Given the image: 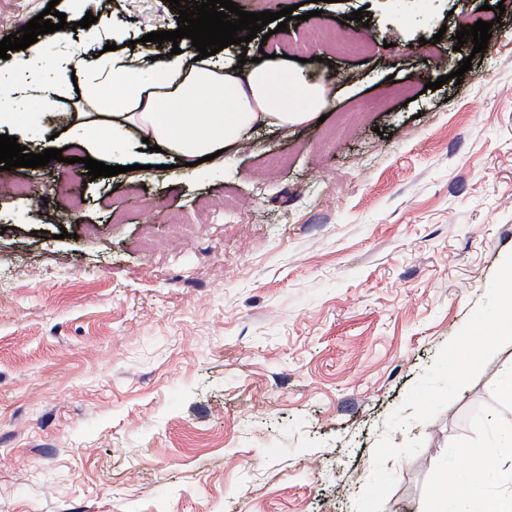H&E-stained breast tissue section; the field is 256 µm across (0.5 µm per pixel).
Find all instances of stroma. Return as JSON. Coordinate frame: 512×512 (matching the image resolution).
Here are the masks:
<instances>
[{
	"label": "stroma",
	"instance_id": "1",
	"mask_svg": "<svg viewBox=\"0 0 512 512\" xmlns=\"http://www.w3.org/2000/svg\"><path fill=\"white\" fill-rule=\"evenodd\" d=\"M296 3L308 20L233 51L310 44L325 121L256 127L187 176L89 179L44 133L76 93L45 116L0 100L30 152L64 155L0 185V512H423L460 443L512 424L488 294L512 260V0ZM83 8L112 31L60 0L70 40L11 51L0 79L66 81L61 61L116 31L148 80L153 56L196 53L143 42L177 29L167 0ZM464 20L491 22L483 56L456 43ZM55 191L73 206L50 211Z\"/></svg>",
	"mask_w": 512,
	"mask_h": 512
}]
</instances>
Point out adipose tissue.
I'll list each match as a JSON object with an SVG mask.
<instances>
[{
	"label": "adipose tissue",
	"mask_w": 512,
	"mask_h": 512,
	"mask_svg": "<svg viewBox=\"0 0 512 512\" xmlns=\"http://www.w3.org/2000/svg\"><path fill=\"white\" fill-rule=\"evenodd\" d=\"M235 64L225 55L196 62L173 55L157 63L158 76L148 83L122 56L103 52L77 76L87 109L76 113L66 134L98 160L99 131H111L116 158L125 155L129 139L146 138L181 165L237 145L255 126L308 122L330 102L323 80L285 58L262 60L245 72ZM106 85L112 88L108 105L100 99ZM273 99L278 108L271 112ZM459 460L451 487L437 488L426 512H512V425L492 446L463 445ZM492 474L501 482L495 491L487 488Z\"/></svg>",
	"instance_id": "1"
}]
</instances>
